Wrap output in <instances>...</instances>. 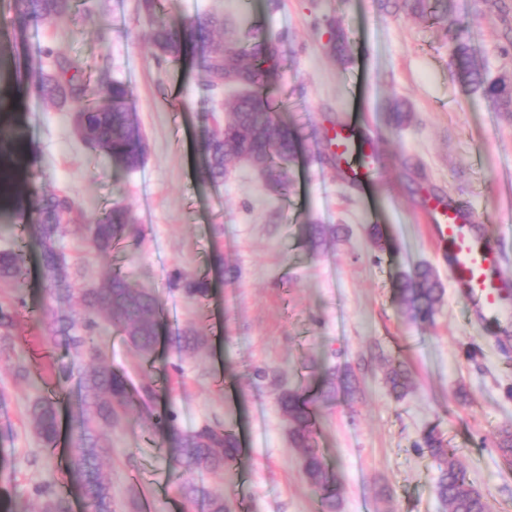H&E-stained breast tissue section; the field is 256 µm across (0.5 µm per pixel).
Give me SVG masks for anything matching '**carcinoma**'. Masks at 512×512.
<instances>
[{
    "instance_id": "1",
    "label": "carcinoma",
    "mask_w": 512,
    "mask_h": 512,
    "mask_svg": "<svg viewBox=\"0 0 512 512\" xmlns=\"http://www.w3.org/2000/svg\"><path fill=\"white\" fill-rule=\"evenodd\" d=\"M447 0H402L401 8L412 13L431 15L436 4ZM18 22L38 26L72 12L74 0H14ZM226 31L224 17L204 14L190 19L161 16L151 34L156 53L171 62L192 54L201 64L206 84L242 86L245 92L234 94L228 102L230 119L215 131L205 127L200 144L205 156L199 179L206 183L224 181L225 171L248 156L264 173L268 192L280 195L288 186L283 163L295 157L301 144L299 132L274 120L267 89L271 80L268 64L276 58L278 39L267 35L260 39L226 38L221 47L213 46V35ZM46 64L40 67L32 83L37 98L48 105L72 109L78 114L82 140L89 149L106 157L112 165L135 170L145 162V140L130 107L131 92L120 81L106 78L101 82V100L91 102L86 96L85 67L77 57L60 55L50 48L43 50ZM452 64L467 84L490 97L507 99L512 91L504 85L487 82L483 70L475 63L466 43L456 39L451 49ZM74 205L65 196L47 193L35 184L28 186L26 230L40 249V262L49 300L57 304L51 315L47 340L63 346L70 355L66 365L58 367V380L66 381L73 371L88 360L92 367L80 372L81 398L74 412L75 436L68 453V472L92 508V512H112L110 480L101 470V459L110 453L107 429L128 412L130 383L126 375L112 369L103 357L96 338L115 327L144 356L153 353L162 327L160 303L146 289L133 286L128 278L114 272L96 288H85L77 274L70 272L57 247L64 225L74 221ZM87 244L100 253H110L122 241L139 235V228L129 207L115 203L87 226ZM311 242L319 245L336 230L324 224L308 228ZM25 275L23 250L0 251V283L19 284ZM400 301L416 322L432 319L443 298L442 285L434 270L422 265L405 274L398 283ZM78 301L83 312L75 317L71 307ZM18 296L0 302V348L15 349L13 337L18 326ZM205 337L196 332L176 337L177 351H188L204 344ZM388 382L397 397L408 388V372L393 367ZM352 392L349 377L341 384L334 378L326 381L320 392L325 401L336 396V388ZM280 409L288 423V435L301 452L302 471L306 479L321 490L324 512H338L340 487L336 474L329 471L316 446L315 413L311 401L296 391H284ZM32 432L51 449L58 434V416L49 398H35L28 409ZM153 427L162 431L170 458L184 472L216 471L234 461L239 453L235 435L218 423H207L193 430L182 429L172 411L154 416ZM424 446L440 461L437 490L447 512H490V505L473 487L467 473L433 432L424 436ZM184 495L202 504L205 512H228L224 497L212 494L205 486L187 482ZM41 500L40 512H72L69 496L48 486L36 487Z\"/></svg>"
}]
</instances>
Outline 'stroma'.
I'll return each mask as SVG.
<instances>
[{
    "label": "stroma",
    "instance_id": "35a3bbf8",
    "mask_svg": "<svg viewBox=\"0 0 512 512\" xmlns=\"http://www.w3.org/2000/svg\"><path fill=\"white\" fill-rule=\"evenodd\" d=\"M0 0V35L11 39L12 78L0 82V121L18 139L6 153L8 185L0 190V250L19 248L28 276L19 293L15 347L28 366L16 378L0 354V504L34 508L35 486L66 491L73 512H88L71 483L66 440L44 449L27 422L30 401L57 400L60 410L81 393L78 377L58 388L54 366L67 362L48 342L50 316L39 249L19 230L15 200L29 177L73 198L86 219L121 202L142 229L102 255L85 227L68 225L59 242L71 269L94 288L112 272L154 291L163 333L144 358L122 332L99 340L113 367L133 384L154 388L153 406L134 400L109 433L105 471L114 512H202L187 501L160 435L153 407L172 405L180 426L218 422L237 435L241 452L224 470L196 474L223 496L231 512H321L318 490L302 474L277 396H311L331 375L351 374L355 391L319 405L317 441L340 484V512H446L436 482L439 461L422 448L427 431L441 435L494 512H512V465L495 439L512 430V309L483 317L448 276V249L436 244L428 220L433 200L471 211L512 276V103L471 91L453 75L451 39L466 43L488 79H512V0H448L446 20L382 8L381 0H164L172 17L220 14L236 34L281 35L268 97L277 119L304 133L287 162L284 197L270 199L256 173L237 166L224 183L204 184L200 129L223 118L233 90L208 88L198 64L158 58L150 42L156 18L139 0H77L73 12L38 28L20 29ZM110 29L102 41V29ZM345 56L330 52L336 34ZM79 56L98 98L97 76L127 83L148 144L143 167L127 171L95 158L70 113L29 90L40 46ZM403 104L402 126L391 120ZM348 124L375 142L381 163L364 183L344 180L327 162V130ZM336 229L315 247L309 224ZM383 240L374 243L370 225ZM430 265L445 294L434 319L412 321L399 302L397 279ZM209 284L188 296L174 272ZM204 329L201 351L177 353L171 337ZM403 364L410 388L396 398L387 382Z\"/></svg>",
    "mask_w": 512,
    "mask_h": 512
}]
</instances>
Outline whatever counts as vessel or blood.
<instances>
[{
    "mask_svg": "<svg viewBox=\"0 0 512 512\" xmlns=\"http://www.w3.org/2000/svg\"><path fill=\"white\" fill-rule=\"evenodd\" d=\"M327 144L341 163L340 173L359 183L376 171L378 152L374 143H360L344 125L327 133ZM430 222L438 238L448 246V270L456 287L462 288L481 313L502 314L512 298V279L499 269V257L490 240L473 232V220L460 208L434 202Z\"/></svg>",
    "mask_w": 512,
    "mask_h": 512,
    "instance_id": "1",
    "label": "vessel or blood"
}]
</instances>
